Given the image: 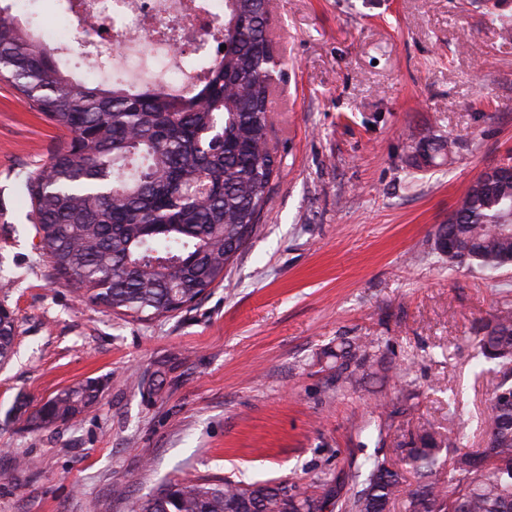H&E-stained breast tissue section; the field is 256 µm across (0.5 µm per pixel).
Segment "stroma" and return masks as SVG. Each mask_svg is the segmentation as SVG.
<instances>
[{
  "label": "stroma",
  "mask_w": 512,
  "mask_h": 512,
  "mask_svg": "<svg viewBox=\"0 0 512 512\" xmlns=\"http://www.w3.org/2000/svg\"><path fill=\"white\" fill-rule=\"evenodd\" d=\"M270 9L279 178L223 282L150 322L78 296L41 255L24 177L70 134L0 82V306L16 324L0 366V512H131L184 480L309 483L425 428L482 447L500 368L478 357L474 327L512 301V269L449 265L434 234L512 159V0ZM430 137L456 147L416 167ZM354 336L379 338L398 380L337 391L329 353ZM88 378L98 402L56 427L32 430L15 409ZM377 394L392 412L381 444L361 429Z\"/></svg>",
  "instance_id": "35a3bbf8"
}]
</instances>
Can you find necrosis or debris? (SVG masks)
Instances as JSON below:
<instances>
[{
	"label": "necrosis or debris",
	"instance_id": "1",
	"mask_svg": "<svg viewBox=\"0 0 512 512\" xmlns=\"http://www.w3.org/2000/svg\"><path fill=\"white\" fill-rule=\"evenodd\" d=\"M224 0H69L55 25L36 24L45 45L78 41L88 56V76L105 65L136 82L178 94L199 82L202 62L216 51ZM194 64H187L185 54Z\"/></svg>",
	"mask_w": 512,
	"mask_h": 512
}]
</instances>
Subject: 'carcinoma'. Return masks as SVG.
I'll return each mask as SVG.
<instances>
[{"instance_id":"obj_1","label":"carcinoma","mask_w":512,"mask_h":512,"mask_svg":"<svg viewBox=\"0 0 512 512\" xmlns=\"http://www.w3.org/2000/svg\"><path fill=\"white\" fill-rule=\"evenodd\" d=\"M269 0H224V24L205 80L182 94L122 80L79 83L54 53L0 8V79L36 111L72 134L25 186L43 254L81 296L137 321L182 310L224 280L257 233L280 163L269 150L272 73L280 59L269 34ZM461 250L451 265L494 274L512 264V180L473 182L440 225ZM15 319L0 317V364L10 356ZM379 341H344L330 357L336 389L363 386L389 369ZM478 354L512 364V306L502 305L476 338ZM512 369L489 400L486 445L456 448L424 430L398 449L417 476L385 454L365 459L356 489L336 495L338 512H385L405 494V512H512ZM93 380L76 383L30 416L48 429L99 398ZM327 488L297 480L175 482L137 501L132 512H326Z\"/></svg>"}]
</instances>
